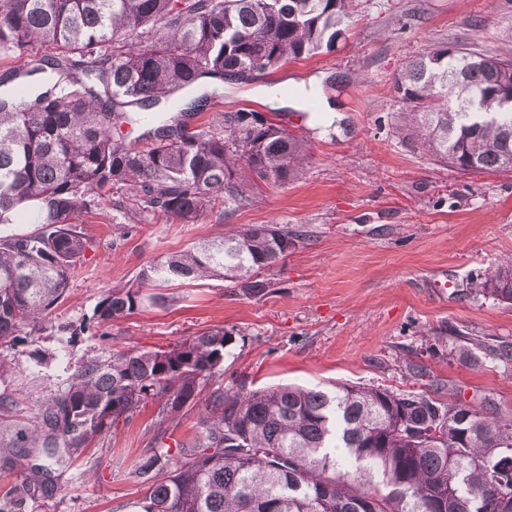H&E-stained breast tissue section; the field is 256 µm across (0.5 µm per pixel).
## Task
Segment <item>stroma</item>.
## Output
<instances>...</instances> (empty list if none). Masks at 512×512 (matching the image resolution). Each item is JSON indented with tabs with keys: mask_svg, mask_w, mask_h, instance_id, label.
Segmentation results:
<instances>
[{
	"mask_svg": "<svg viewBox=\"0 0 512 512\" xmlns=\"http://www.w3.org/2000/svg\"><path fill=\"white\" fill-rule=\"evenodd\" d=\"M439 42L512 53V0H353L334 47L249 82L209 85L205 111L183 117L218 128L225 113H262L308 140L299 179L261 187L244 208L216 205L193 224L131 217L116 207V192L81 217L92 245L47 324L56 358L46 366L23 360L20 373L0 381L20 415L33 416L85 355L165 346L220 327L235 330L236 343L196 405L163 417L147 402L76 460L50 465L43 491L22 512H143L146 488L135 476L142 456L155 447L178 453L211 393L243 382L453 394L512 417V361L490 353L512 345V303L470 292L512 255V171L469 174L434 161L407 131L394 96L403 62ZM324 101L336 122L322 131L315 118ZM245 224H299L310 234L270 271L267 295L202 280L160 289L158 303L113 320L110 339L60 332L91 317L108 289L149 262ZM465 337L478 362L455 356Z\"/></svg>",
	"mask_w": 512,
	"mask_h": 512,
	"instance_id": "stroma-1",
	"label": "stroma"
}]
</instances>
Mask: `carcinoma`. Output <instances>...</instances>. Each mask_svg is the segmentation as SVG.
Instances as JSON below:
<instances>
[{"label": "carcinoma", "instance_id": "obj_1", "mask_svg": "<svg viewBox=\"0 0 512 512\" xmlns=\"http://www.w3.org/2000/svg\"><path fill=\"white\" fill-rule=\"evenodd\" d=\"M351 0H0V57H30L0 75V345L26 351L61 304L90 247L79 218L105 193L132 189L136 213L192 224L219 202L248 205L259 184L297 179L309 146L255 112L224 113V129L168 123L152 108L205 79L249 80L329 49ZM261 33V39L253 34ZM512 59L434 45L394 81L416 139L438 161L472 173L512 171ZM154 124L141 149L114 132ZM309 231L248 224L149 262L104 294L91 320L109 326L153 302L149 290L220 278L264 296L263 273ZM512 302V258L471 288ZM234 331L217 328L165 347L88 355L31 418L11 417L0 393V447L41 448L60 464L78 457L143 404L181 408L220 374ZM201 436L179 456L156 449L136 477L144 512H512V418L425 392L338 383L214 392ZM63 453H58V449ZM42 489L31 478L8 492L19 512Z\"/></svg>", "mask_w": 512, "mask_h": 512}]
</instances>
